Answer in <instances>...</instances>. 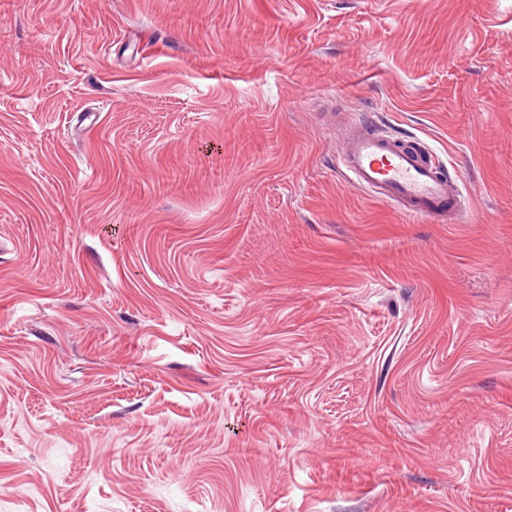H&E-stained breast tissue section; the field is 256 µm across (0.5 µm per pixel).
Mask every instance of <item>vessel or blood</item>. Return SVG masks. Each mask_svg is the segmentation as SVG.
I'll use <instances>...</instances> for the list:
<instances>
[{
	"label": "vessel or blood",
	"instance_id": "vessel-or-blood-1",
	"mask_svg": "<svg viewBox=\"0 0 512 512\" xmlns=\"http://www.w3.org/2000/svg\"><path fill=\"white\" fill-rule=\"evenodd\" d=\"M338 165L356 187L401 203L416 220L437 217L456 223L458 206L468 200L457 180L422 163L408 145L389 136L355 133Z\"/></svg>",
	"mask_w": 512,
	"mask_h": 512
}]
</instances>
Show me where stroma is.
<instances>
[{
  "mask_svg": "<svg viewBox=\"0 0 512 512\" xmlns=\"http://www.w3.org/2000/svg\"><path fill=\"white\" fill-rule=\"evenodd\" d=\"M0 512H512V0H0ZM338 166L356 187L401 203L406 215L415 220L437 217L446 222L448 215V224H456L457 204L468 201L457 179L422 163L408 144L390 136L355 133Z\"/></svg>",
  "mask_w": 512,
  "mask_h": 512,
  "instance_id": "1",
  "label": "stroma"
}]
</instances>
